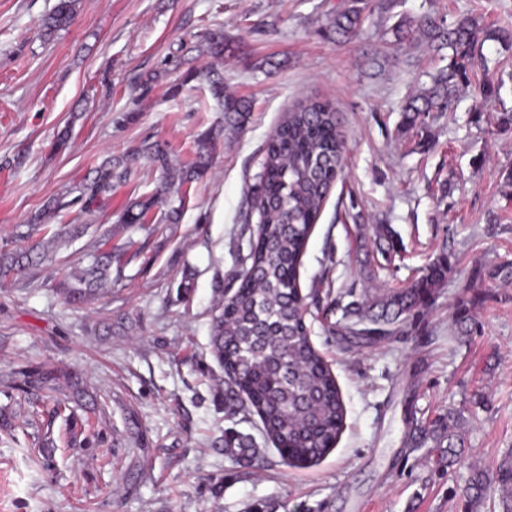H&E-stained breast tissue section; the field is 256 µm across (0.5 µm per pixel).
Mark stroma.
Here are the masks:
<instances>
[{
  "mask_svg": "<svg viewBox=\"0 0 512 512\" xmlns=\"http://www.w3.org/2000/svg\"><path fill=\"white\" fill-rule=\"evenodd\" d=\"M56 2L0 0V249L24 247L18 225L61 204L38 234L54 239L53 261L24 284H0V512H468L472 467L491 475L512 455V283L498 273L512 263V129L488 121L512 109V41L497 37L512 30V0H398L353 38L328 25L341 0H79L70 27L47 37ZM424 14L472 15L487 38L485 67L421 143L400 106L439 62L386 30ZM217 28L220 62L201 51ZM210 69L252 103L235 133L223 130ZM308 99L335 107L347 154L309 238L303 291L322 280L336 297L403 288L442 255L452 270L388 336L352 335L337 312L307 314L346 425L318 464L292 468L259 419L226 415L210 328L217 291L235 287L256 234L243 215L266 142ZM209 128L219 132L211 168L183 187L179 223L165 221L163 203L144 223H119L159 185L144 143L185 165ZM64 129L69 142L54 149ZM122 158L129 179L87 203L96 167ZM67 224L89 231L72 241ZM376 224L391 225L394 251L368 269L356 235ZM105 230L126 249L111 290L65 304L57 283ZM22 370L65 371L55 399L83 384L73 419L18 389ZM451 411L463 418L464 452L448 467L412 434ZM229 430L251 438L255 465L225 456Z\"/></svg>",
  "mask_w": 512,
  "mask_h": 512,
  "instance_id": "1",
  "label": "stroma"
}]
</instances>
